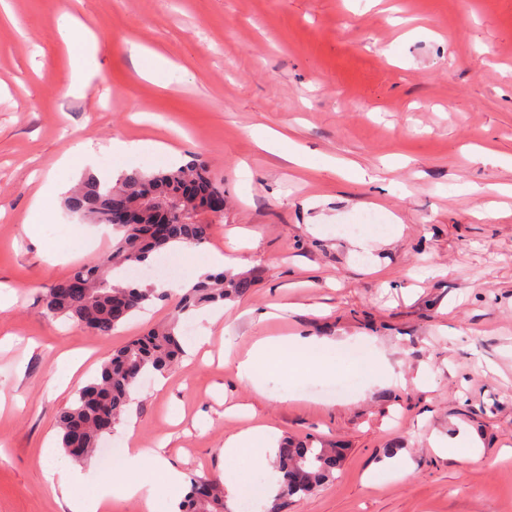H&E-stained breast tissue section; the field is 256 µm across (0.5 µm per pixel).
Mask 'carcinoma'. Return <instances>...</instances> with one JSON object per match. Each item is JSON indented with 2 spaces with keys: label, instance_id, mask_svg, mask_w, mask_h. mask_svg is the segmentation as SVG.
Masks as SVG:
<instances>
[{
  "label": "carcinoma",
  "instance_id": "cac0c4a2",
  "mask_svg": "<svg viewBox=\"0 0 512 512\" xmlns=\"http://www.w3.org/2000/svg\"><path fill=\"white\" fill-rule=\"evenodd\" d=\"M224 191L207 165L194 159L184 166L146 173L134 168L111 185L89 176L65 199L68 211L112 228V248L57 281L43 295L47 313L65 317L99 336H110L146 304L168 293L135 283L113 281L118 268L144 264L174 243L197 247L209 239L213 221H202L209 199ZM257 284L254 274H208L177 301L183 314L208 304H222L247 295ZM182 356L177 323L152 329L130 340L104 362L100 373L82 387L58 420L64 455L87 460L99 442L112 434L129 402L133 385L144 374L165 372ZM342 453L314 437L284 439L277 449L279 473L272 505L279 512L293 497H305L334 477ZM179 512H227L224 484L193 477Z\"/></svg>",
  "mask_w": 512,
  "mask_h": 512
}]
</instances>
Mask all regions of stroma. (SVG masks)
I'll return each instance as SVG.
<instances>
[{
    "label": "stroma",
    "instance_id": "1",
    "mask_svg": "<svg viewBox=\"0 0 512 512\" xmlns=\"http://www.w3.org/2000/svg\"><path fill=\"white\" fill-rule=\"evenodd\" d=\"M80 19L102 49L81 95L64 93L71 59L57 26ZM138 44L171 63L163 84L141 78ZM289 139L294 165L258 146L255 128ZM140 145L134 166L208 162L224 212L199 256L220 252L257 275L243 298L190 314L211 355L135 386L124 418L141 447L164 446L185 476L247 487L265 473L253 449L224 459V441L252 424L278 438L336 443L334 477L287 512H512V0H0V512H70L95 496L100 457L77 464L56 427L94 361L170 321L176 299L146 306L109 336L47 314V287L112 246L101 232L81 256L65 251L76 218L60 211L37 239L22 233L46 179L90 145L95 168L112 141ZM357 164L366 178L352 176ZM270 312L256 322L254 313ZM349 340L394 370L360 372L331 358L297 389L269 373L257 393L235 356L264 336ZM89 355L66 388L64 353ZM429 379H421L420 369ZM358 374L348 392L336 378ZM124 426L110 440L124 444ZM447 439L436 448L434 437ZM482 460L469 462L471 449ZM81 471L68 494L44 469Z\"/></svg>",
    "mask_w": 512,
    "mask_h": 512
}]
</instances>
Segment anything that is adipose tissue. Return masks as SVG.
I'll list each match as a JSON object with an SVG mask.
<instances>
[{
  "mask_svg": "<svg viewBox=\"0 0 512 512\" xmlns=\"http://www.w3.org/2000/svg\"><path fill=\"white\" fill-rule=\"evenodd\" d=\"M64 39L74 49L75 56L66 79V92L75 95L81 92L86 76L84 58L94 56L98 43L90 38L78 21L66 19L61 27ZM346 341L320 339L314 336H295L287 340L263 338L242 358L237 366L239 377L252 383L257 392H264L266 378L264 368L273 361H287L293 364H310L312 357L324 355L329 350H345ZM258 449V461L263 468H270L276 455L275 432L266 426H256L228 436L224 441V456L232 458L245 447ZM153 470L161 472L168 483L181 484L184 475L175 469L157 450L140 447L134 439L125 442L124 454L118 467L98 473L96 482L102 491L118 492L130 498L143 501L147 512H154L153 491L141 481V472Z\"/></svg>",
  "mask_w": 512,
  "mask_h": 512,
  "instance_id": "obj_1",
  "label": "adipose tissue"
}]
</instances>
